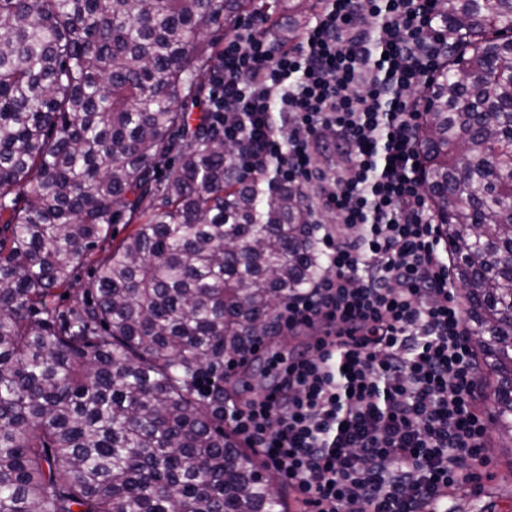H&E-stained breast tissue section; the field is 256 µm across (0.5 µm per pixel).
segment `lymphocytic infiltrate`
<instances>
[{"instance_id": "1", "label": "lymphocytic infiltrate", "mask_w": 512, "mask_h": 512, "mask_svg": "<svg viewBox=\"0 0 512 512\" xmlns=\"http://www.w3.org/2000/svg\"><path fill=\"white\" fill-rule=\"evenodd\" d=\"M274 27L256 13L224 43V140L249 174L295 191L325 272L273 324L308 342L224 422L303 512H435L488 445L418 171L419 94L448 25L435 0H317L296 40Z\"/></svg>"}]
</instances>
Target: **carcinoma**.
Here are the masks:
<instances>
[{
    "instance_id": "cac0c4a2",
    "label": "carcinoma",
    "mask_w": 512,
    "mask_h": 512,
    "mask_svg": "<svg viewBox=\"0 0 512 512\" xmlns=\"http://www.w3.org/2000/svg\"><path fill=\"white\" fill-rule=\"evenodd\" d=\"M281 8L0 0V512H288L224 431V359L321 259L217 111L224 29ZM437 9L451 46L421 93V184L512 436V0Z\"/></svg>"
}]
</instances>
